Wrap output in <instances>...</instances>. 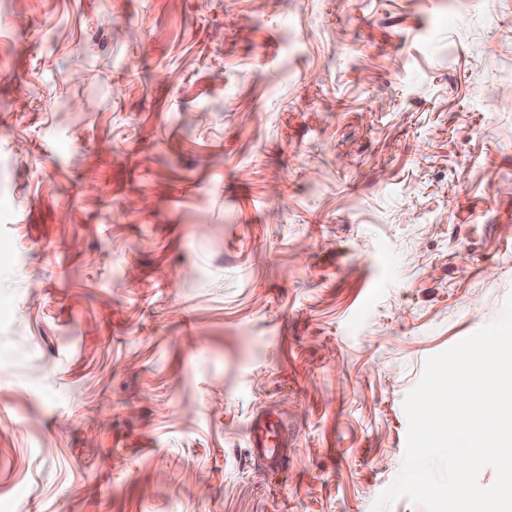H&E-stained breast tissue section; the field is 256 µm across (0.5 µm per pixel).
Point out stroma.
<instances>
[{
    "instance_id": "35a3bbf8",
    "label": "stroma",
    "mask_w": 512,
    "mask_h": 512,
    "mask_svg": "<svg viewBox=\"0 0 512 512\" xmlns=\"http://www.w3.org/2000/svg\"><path fill=\"white\" fill-rule=\"evenodd\" d=\"M511 293L512 0H0V512H371ZM284 428L285 424L281 420L254 422L248 432L250 446L258 451L273 453L278 444L277 437Z\"/></svg>"
}]
</instances>
